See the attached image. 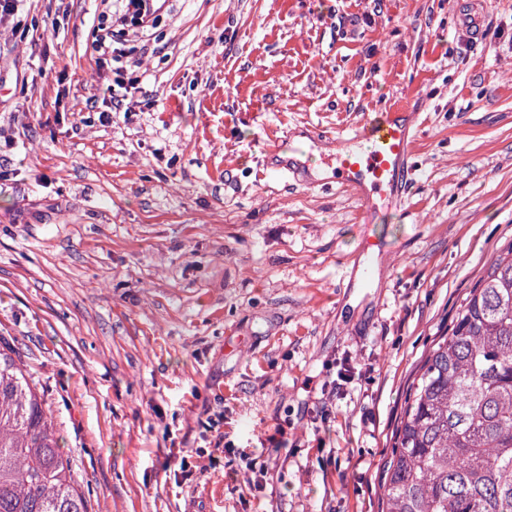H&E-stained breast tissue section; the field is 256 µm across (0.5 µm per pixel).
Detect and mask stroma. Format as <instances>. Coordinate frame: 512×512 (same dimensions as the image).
I'll return each instance as SVG.
<instances>
[{
	"mask_svg": "<svg viewBox=\"0 0 512 512\" xmlns=\"http://www.w3.org/2000/svg\"><path fill=\"white\" fill-rule=\"evenodd\" d=\"M104 9L0 29V337L90 512H381L406 391L512 245V0H169L119 77ZM397 102L410 188L363 293L357 200L261 151Z\"/></svg>",
	"mask_w": 512,
	"mask_h": 512,
	"instance_id": "stroma-1",
	"label": "stroma"
}]
</instances>
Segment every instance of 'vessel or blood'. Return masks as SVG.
<instances>
[{
    "label": "vessel or blood",
    "instance_id": "obj_1",
    "mask_svg": "<svg viewBox=\"0 0 512 512\" xmlns=\"http://www.w3.org/2000/svg\"><path fill=\"white\" fill-rule=\"evenodd\" d=\"M304 129L301 139L276 138L264 147V163L271 172L303 179V141L313 137ZM410 114L396 104L366 114L351 137L336 140L332 179L360 202V222L365 229L350 261L362 277H369L372 261L383 259L388 248L385 239L372 232L389 209L401 203L407 192L409 160L414 152Z\"/></svg>",
    "mask_w": 512,
    "mask_h": 512
}]
</instances>
